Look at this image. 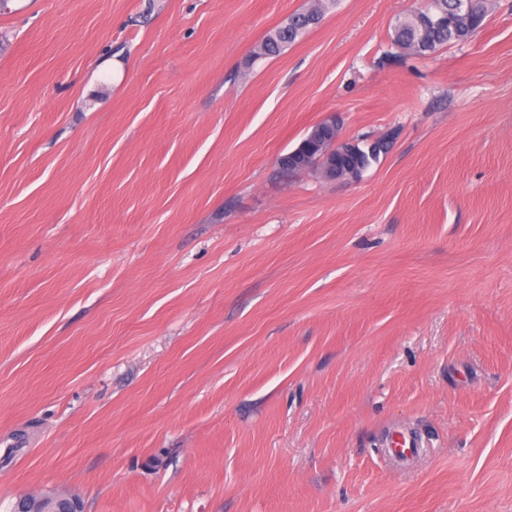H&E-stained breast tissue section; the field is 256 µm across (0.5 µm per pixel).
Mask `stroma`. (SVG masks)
I'll list each match as a JSON object with an SVG mask.
<instances>
[{
    "label": "stroma",
    "instance_id": "35a3bbf8",
    "mask_svg": "<svg viewBox=\"0 0 512 512\" xmlns=\"http://www.w3.org/2000/svg\"><path fill=\"white\" fill-rule=\"evenodd\" d=\"M310 3L0 0V512H512V0ZM337 0H316L315 4L304 11L294 13L288 23L282 27L271 30L264 39L257 44L252 52L255 60L276 57L290 44L303 37L312 27L323 18L326 9L335 5ZM313 15H318L311 23ZM433 1L428 8L435 11L429 13L427 10L416 11L417 21L422 27L433 25L426 33L425 41L421 47L412 42V34L406 27H402L398 20L393 29L392 43L396 47L407 46V50L416 54H429L435 52L442 46L451 43L464 42L469 39L479 24L489 15V0H470L471 6L466 13H463L460 5L466 4L465 0H425ZM447 15L448 22H442L438 14ZM436 25V26H434ZM321 123L322 126L332 132V147L328 153L313 158L315 153L311 154V151L308 148L307 140H302L295 148L289 150L287 153L282 154L277 158V162L280 166L286 164L291 166L293 163H296L297 160L303 159V161L307 163L311 161L309 164L311 167H319L322 165L323 168L325 160L329 159L330 153L336 151V147L338 148L339 157L344 161H346V159L350 156L353 149L355 148L356 153L354 155L353 162L359 166L360 171L363 172L368 169L373 162L378 161L381 155L387 154L390 148L389 142L385 140H378L375 142L367 140H354L356 141L355 143L345 139L341 134V128L340 130H337L339 123L336 120V116L325 118L323 121H321ZM15 512H80L76 497L36 495L22 499Z\"/></svg>",
    "mask_w": 512,
    "mask_h": 512
}]
</instances>
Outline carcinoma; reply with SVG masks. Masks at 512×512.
Returning <instances> with one entry per match:
<instances>
[{
    "mask_svg": "<svg viewBox=\"0 0 512 512\" xmlns=\"http://www.w3.org/2000/svg\"><path fill=\"white\" fill-rule=\"evenodd\" d=\"M337 0H315V4L304 11L294 13L288 23L270 31L264 39L257 44L252 52L255 59L276 57L290 44L303 37L316 23L321 21L326 9L335 5ZM471 6L467 12H462L460 5L465 0H433L429 9L438 14L448 16V22L443 25L431 27L425 37V41L419 47L412 42V34L407 28L395 24L392 43L395 46H407V50L416 54H429L442 46L451 43L464 42L469 39L479 24L489 15V0H470ZM390 148L389 142L378 140L356 141V153L353 162L359 166L360 171L368 169L372 163L379 160L380 156L387 154Z\"/></svg>",
    "mask_w": 512,
    "mask_h": 512,
    "instance_id": "obj_1",
    "label": "carcinoma"
}]
</instances>
